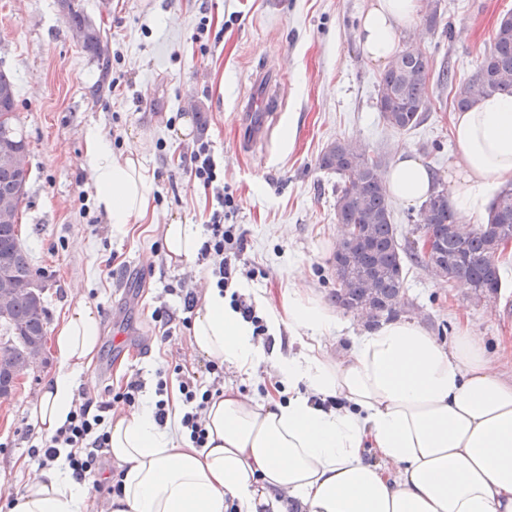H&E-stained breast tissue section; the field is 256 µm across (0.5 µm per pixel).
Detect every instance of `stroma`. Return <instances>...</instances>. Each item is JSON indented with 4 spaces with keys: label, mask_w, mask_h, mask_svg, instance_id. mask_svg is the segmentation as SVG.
Listing matches in <instances>:
<instances>
[{
    "label": "stroma",
    "mask_w": 512,
    "mask_h": 512,
    "mask_svg": "<svg viewBox=\"0 0 512 512\" xmlns=\"http://www.w3.org/2000/svg\"><path fill=\"white\" fill-rule=\"evenodd\" d=\"M369 0H82L100 26L109 66L98 64L73 37L58 0H0V69L17 90L28 143L29 180L18 213L19 239L36 278L45 285L48 329L77 303L96 307L100 347L90 370L89 397L105 387L140 381V400H156L164 371L175 365L211 383L208 359L189 348L191 331L164 329L152 318L166 306L183 317L184 291L209 281L205 265L169 261L161 225L206 224L212 191L185 174L194 146L207 143L228 193L232 223L242 233L241 262L257 269L251 284L282 292L298 269L321 300L336 286L332 257L336 222L335 174L318 157L331 142L352 138L391 167L399 150L418 157L435 178L453 161L455 112L450 91L430 88L427 120L404 132L390 128L376 107L382 66L358 45L361 11ZM453 39L424 24L405 27L409 42L448 66L458 78L479 64L512 0H444ZM210 31L192 36L201 18ZM272 109L252 112L261 92ZM191 121L192 135L180 132ZM100 130L114 154L136 152L153 175L152 214L114 233L92 199L82 166L85 134ZM495 302L478 305L460 289L422 269L410 270L407 295L418 321L451 345L468 328L504 371H512V265ZM58 369L53 348L42 365L0 403V477L22 489L38 463L42 442L30 409L46 378Z\"/></svg>",
    "instance_id": "stroma-1"
}]
</instances>
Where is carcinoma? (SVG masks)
I'll return each instance as SVG.
<instances>
[{
    "label": "carcinoma",
    "instance_id": "1",
    "mask_svg": "<svg viewBox=\"0 0 512 512\" xmlns=\"http://www.w3.org/2000/svg\"><path fill=\"white\" fill-rule=\"evenodd\" d=\"M429 30L442 28L441 0H421ZM72 31L81 37L82 48L93 59L103 57L100 29L75 0H60ZM430 56L413 46L400 49L381 74L376 108L388 126L409 131L426 120L425 94L430 81L453 93L457 110L464 112L479 97L512 96V14L499 21L490 44L475 72L459 80L446 67L432 70ZM0 201H13L19 212L24 195L18 193L19 180L12 157L4 153L3 142L12 150L27 152V142L17 112L14 82L0 70ZM319 168L338 176L334 204L336 223L348 234L355 225L363 233L336 247L332 267L336 289L331 299L336 307L365 319L369 328L383 319L417 310L406 295L410 269L422 268L430 274L441 271L442 281L462 290L475 303L492 302L502 288L501 266L507 264L506 242L512 241V183L500 189L492 200L485 222L468 230L460 229L456 212L448 202V189L439 185L420 207L412 229L414 236L400 237L393 224L382 162L350 139L336 140L322 151ZM432 240L426 250L421 238ZM23 280L34 279L29 257L22 248L17 218L0 221V294H8L0 307V393L15 381L30 351L46 343L47 305L45 296H32L15 285L4 288L3 261Z\"/></svg>",
    "mask_w": 512,
    "mask_h": 512
}]
</instances>
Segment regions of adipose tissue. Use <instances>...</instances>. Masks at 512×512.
Listing matches in <instances>:
<instances>
[{
	"instance_id": "obj_1",
	"label": "adipose tissue",
	"mask_w": 512,
	"mask_h": 512,
	"mask_svg": "<svg viewBox=\"0 0 512 512\" xmlns=\"http://www.w3.org/2000/svg\"><path fill=\"white\" fill-rule=\"evenodd\" d=\"M418 9L419 0H371L360 25L363 57L390 60L399 28ZM450 133L448 196L472 213L496 185L512 181V97H480L454 113ZM83 166L113 231L152 212V178L139 154L114 155L92 130ZM386 183L398 203L415 206L432 192L434 175L403 151ZM161 233L170 260L194 262L199 225L174 222ZM238 288L266 306L268 331L287 332L298 351L267 350L218 290L207 291L195 311L192 351L240 376L268 366L267 395L253 403L225 387L206 409L202 448L178 433L180 402L163 425L147 404L113 411L109 454L124 477L108 512H227L231 505L288 512L295 501L304 512H512V376L474 336L461 332L446 347L397 319L350 336L334 358L323 342L340 333V319L313 292L289 285L271 305L247 281ZM100 333L98 311L83 303L56 328L59 367L32 408L38 432L53 435L70 418ZM90 486L61 458L27 480L10 512H88Z\"/></svg>"
}]
</instances>
